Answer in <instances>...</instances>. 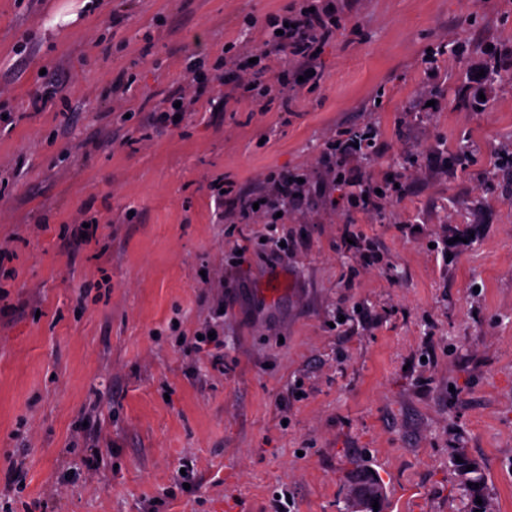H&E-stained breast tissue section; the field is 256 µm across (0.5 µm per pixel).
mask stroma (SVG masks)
<instances>
[{
    "label": "stroma",
    "instance_id": "obj_1",
    "mask_svg": "<svg viewBox=\"0 0 512 512\" xmlns=\"http://www.w3.org/2000/svg\"><path fill=\"white\" fill-rule=\"evenodd\" d=\"M82 2L0 0V512H353L363 467L379 512H468L459 447L512 512V0H336L318 84L175 126L188 64L258 48L288 0ZM372 127L349 167L380 210L310 194L280 259L225 221L214 181L318 177ZM219 314L220 367L183 349Z\"/></svg>",
    "mask_w": 512,
    "mask_h": 512
}]
</instances>
